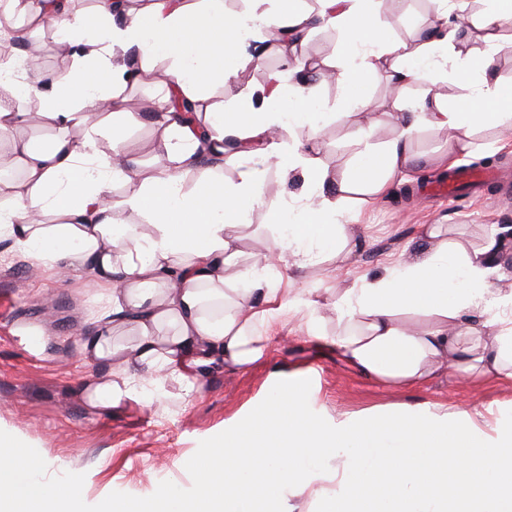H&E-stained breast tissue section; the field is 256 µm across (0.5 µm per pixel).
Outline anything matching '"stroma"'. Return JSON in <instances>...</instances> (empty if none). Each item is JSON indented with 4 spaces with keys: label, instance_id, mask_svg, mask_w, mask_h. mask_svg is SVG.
Instances as JSON below:
<instances>
[{
    "label": "stroma",
    "instance_id": "1",
    "mask_svg": "<svg viewBox=\"0 0 512 512\" xmlns=\"http://www.w3.org/2000/svg\"><path fill=\"white\" fill-rule=\"evenodd\" d=\"M385 15L393 37L417 39L425 35L433 12L429 0H387ZM259 39L269 44L267 62L249 63L203 88L199 112L236 108L271 79L296 81L300 66L315 61L320 69L315 83L321 137L312 142L310 153L330 172L342 174L358 149L363 119L337 117L343 85L323 75L335 58L338 32L317 27L292 53L273 42L268 30H261ZM364 94L381 122L376 131L380 141L393 132L392 113L414 111L428 97L421 85L397 88L382 75L366 81ZM447 148L443 132L422 127L413 150L426 160L423 170L382 196L349 199L341 221L354 227L352 258L340 269L326 261L304 272L307 281L324 290L317 325L289 314L270 328L262 360L246 370L209 369L200 393L192 396L170 379L160 395H147L141 402L109 413L90 408L82 388L104 377L108 368L85 363L79 343L93 326L101 291L87 274L58 273L14 251L10 240H0V438L24 444L57 480L81 477V507L90 512L106 498L117 505L148 500L162 486L178 498L191 494V462L223 443L233 429L253 424L272 400L289 390L298 391L307 412L317 418L398 408L452 410L465 404L480 413V437L512 434V381L449 375L388 388L346 363L327 342L336 333L332 304L339 289L358 287L363 277L404 262L423 248L420 230L425 224L452 225L472 249L482 246L490 229H497L500 285L512 287V132L487 129L475 134L467 163L497 171L499 179L452 200L426 192L429 184L450 175L437 163ZM32 332L41 334V341H30Z\"/></svg>",
    "mask_w": 512,
    "mask_h": 512
}]
</instances>
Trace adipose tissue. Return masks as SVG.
Masks as SVG:
<instances>
[{"instance_id":"obj_1","label":"adipose tissue","mask_w":512,"mask_h":512,"mask_svg":"<svg viewBox=\"0 0 512 512\" xmlns=\"http://www.w3.org/2000/svg\"><path fill=\"white\" fill-rule=\"evenodd\" d=\"M473 28L483 52L457 51L467 0H435L436 23L422 40L388 36L381 0H318L316 12L299 0H278L276 14L250 8L224 11V0H151L142 13L124 0H94L74 10L65 0H0V11L20 13L28 23H54L71 68L45 73L23 70L12 79L17 97L36 95V112L0 104V140L11 142L19 179L0 182L8 197L0 207V236L37 262L64 271L90 273L107 293L109 310L83 337L80 352L110 372L86 390L103 412L141 401L163 381L199 389L214 365L245 370L263 358L267 327L288 312L318 316L319 288L298 285L299 274L330 259L349 261L353 229L333 220L349 193L382 194L420 155L412 141L421 126L448 133L447 162L472 152L475 128L512 130V83L498 79L493 54L512 27V0H489ZM338 30L334 67L344 85L342 116L369 106L357 89L366 77L387 74L391 83L433 88L448 75H480L475 93L454 103L432 98L419 112H403L381 144L361 139L359 156L346 174L331 177L305 147L319 127L316 87L307 77L260 90L255 103L235 112H209L198 125L182 113L148 117L158 138L153 169L142 173L124 160L125 134L133 113L123 111L115 82L130 62L166 60L161 85H176L195 99L224 76L225 56L249 59L244 45L260 29L275 27L284 45L316 26ZM58 124L59 135L41 142L18 136L22 127ZM107 149H99L98 139ZM233 145L240 169L224 178V152ZM281 181L301 174L308 189L298 218L286 223L268 206L265 174ZM194 173L193 187L184 178ZM129 187L112 198L114 181ZM148 220L142 232L136 217ZM261 217L279 226L263 262L239 264L238 230ZM445 224H428L426 249L411 261L347 289L333 304L336 334L329 342L367 377L389 386L421 383L438 373L512 380V289L494 286L500 246L489 232L471 250L450 237ZM287 265L289 287L277 288L269 269ZM138 332L132 351L112 342L115 328ZM475 416L396 410L321 421L307 417L297 395L279 397L258 424L225 437L223 447L193 462L196 485L184 498L166 488L151 500L96 512H236L242 503L256 512H302L303 500L322 512H512V438L481 439ZM396 452L364 464L349 447H380L385 437ZM332 458L327 471L305 463ZM43 463L9 444L0 454V512H71L80 483L41 479Z\"/></svg>"}]
</instances>
